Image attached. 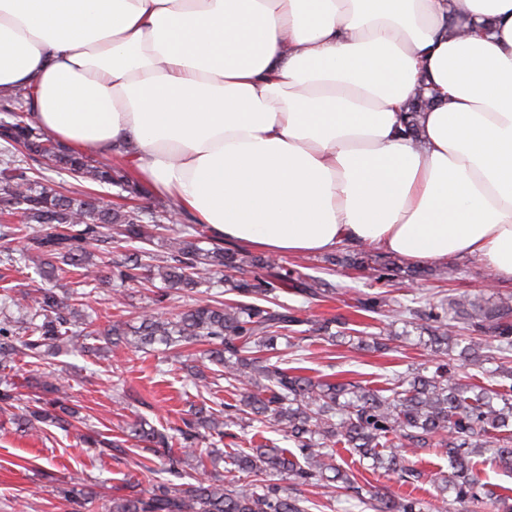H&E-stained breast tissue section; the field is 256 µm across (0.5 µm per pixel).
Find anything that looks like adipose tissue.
<instances>
[{
	"mask_svg": "<svg viewBox=\"0 0 512 512\" xmlns=\"http://www.w3.org/2000/svg\"><path fill=\"white\" fill-rule=\"evenodd\" d=\"M28 85L224 240L512 281V0H0V96Z\"/></svg>",
	"mask_w": 512,
	"mask_h": 512,
	"instance_id": "adipose-tissue-1",
	"label": "adipose tissue"
}]
</instances>
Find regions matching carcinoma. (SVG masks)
Returning <instances> with one entry per match:
<instances>
[{"mask_svg": "<svg viewBox=\"0 0 512 512\" xmlns=\"http://www.w3.org/2000/svg\"><path fill=\"white\" fill-rule=\"evenodd\" d=\"M33 100L32 89L19 88L0 105L12 111V121L0 125V290L4 303L24 312L21 320L7 312L0 317V409L11 412L23 431L39 436L47 427L67 433L83 422L84 406L55 373L33 381L18 375L20 366H35L63 347L101 358L114 347L136 353L157 344L178 357L188 346L203 345V358L215 366L211 376L199 372L203 385L197 401L173 433L156 429L135 413L116 435L97 430L83 435L86 446L100 455L124 454L130 448L152 452L141 463L149 473L177 475L183 457L194 461L193 481L158 482L146 495L133 484L128 493L112 497L109 512H309L293 491L326 487L330 481L371 512H431L433 504L411 492L372 488L356 461L338 463L344 450L371 460L372 470L396 474L402 484L415 488L425 473L406 454L431 447L448 456V473L436 472L431 479L440 500L450 493L462 512H512V488L483 480L479 469L489 461L512 472V297L439 295L425 309L404 306L387 290L357 297V317L378 314L394 324L408 316L415 329L428 333L430 350L440 358L435 370L377 381L309 376L305 358H288V352L299 351L309 339L303 329L309 318L280 303L279 293L291 288L321 301L339 289L286 261L217 243L201 247L207 226L174 230L168 219L170 200L151 212L102 205L99 194L84 183L117 184L136 194L130 172L76 154L47 135L32 119ZM47 171L65 172L82 186L53 188ZM16 240L23 242V251L12 247ZM159 242L160 250L118 254L122 243ZM341 263L372 271L384 287L404 273L364 247L341 257ZM31 264L43 285L18 298L12 295L9 274L22 276ZM248 267L259 274L237 276ZM211 272L221 274L224 290L186 308L173 305L175 293L198 287ZM67 279L90 291L59 294L51 287ZM107 279L128 284L157 280L164 289L135 317L92 330V283ZM346 325L335 318L321 320V339L334 345L347 338L362 351L391 350L377 336L357 329L345 333ZM280 339L285 341L283 352L276 351ZM483 339L493 342L497 352L498 380L464 381L454 361L481 366L487 358ZM221 379L225 399L213 389ZM234 427L241 433L232 432ZM247 427L254 432H245ZM269 429L290 447L281 448L266 437ZM226 438L234 449L226 452L230 468L220 479L208 472L211 452L199 447L216 446ZM174 447L181 454H174ZM60 494L80 508L96 492L74 484Z\"/></svg>", "mask_w": 512, "mask_h": 512, "instance_id": "1", "label": "carcinoma"}]
</instances>
